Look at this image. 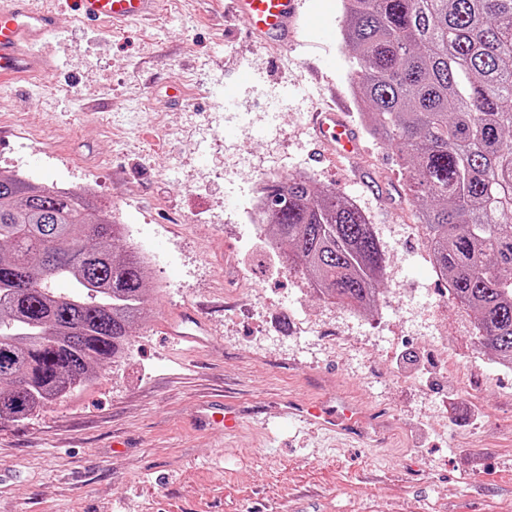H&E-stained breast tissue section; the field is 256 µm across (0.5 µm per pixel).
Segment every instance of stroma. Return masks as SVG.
<instances>
[{
	"mask_svg": "<svg viewBox=\"0 0 512 512\" xmlns=\"http://www.w3.org/2000/svg\"><path fill=\"white\" fill-rule=\"evenodd\" d=\"M31 2L58 28L41 70L0 80V171L94 187L171 262L149 269L96 384L0 423V512H512V370L435 271L392 152L364 132L355 159L313 157L314 112L336 96L359 111L340 0H303L310 41L288 52L252 40L229 0H162L120 30ZM300 170L368 217L377 308L350 315L253 241L243 206ZM184 307L211 348L165 334ZM311 394L382 415L387 446L282 415ZM227 404L243 411L232 437L210 420Z\"/></svg>",
	"mask_w": 512,
	"mask_h": 512,
	"instance_id": "1",
	"label": "stroma"
}]
</instances>
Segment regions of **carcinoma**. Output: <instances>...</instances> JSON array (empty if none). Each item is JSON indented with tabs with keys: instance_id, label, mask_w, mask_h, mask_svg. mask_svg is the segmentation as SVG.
<instances>
[{
	"instance_id": "carcinoma-1",
	"label": "carcinoma",
	"mask_w": 512,
	"mask_h": 512,
	"mask_svg": "<svg viewBox=\"0 0 512 512\" xmlns=\"http://www.w3.org/2000/svg\"><path fill=\"white\" fill-rule=\"evenodd\" d=\"M360 118L392 150L448 293L512 363V0H341ZM267 231L319 295L376 303L372 224L302 176L266 188ZM81 191L0 174V420L94 382L141 315L145 267ZM73 285L60 293L52 280Z\"/></svg>"
}]
</instances>
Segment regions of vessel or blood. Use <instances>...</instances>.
Masks as SVG:
<instances>
[{
    "instance_id": "b4317fda",
    "label": "vessel or blood",
    "mask_w": 512,
    "mask_h": 512,
    "mask_svg": "<svg viewBox=\"0 0 512 512\" xmlns=\"http://www.w3.org/2000/svg\"><path fill=\"white\" fill-rule=\"evenodd\" d=\"M73 12L87 23L102 22L118 29L131 23L156 17L161 0H68ZM235 11L249 22L251 34L277 48L298 44L301 30L297 24L298 0H232ZM58 14L54 9H31L27 0H0V77L39 67L41 57L36 45L55 31ZM313 128L319 142L329 153L354 157L361 151L356 129L347 120L341 103L317 113ZM170 335L206 347L211 338L190 311H182L167 324ZM286 413L314 428L366 439L370 422L358 407L345 403L337 407L289 401Z\"/></svg>"
}]
</instances>
